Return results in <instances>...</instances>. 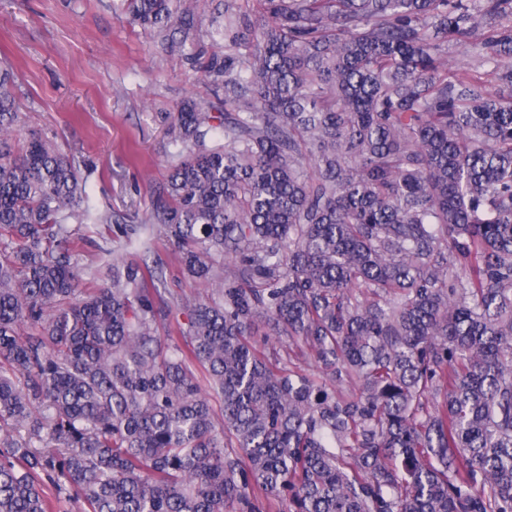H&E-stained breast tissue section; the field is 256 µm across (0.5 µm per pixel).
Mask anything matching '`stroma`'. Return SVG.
Masks as SVG:
<instances>
[{"label": "stroma", "mask_w": 512, "mask_h": 512, "mask_svg": "<svg viewBox=\"0 0 512 512\" xmlns=\"http://www.w3.org/2000/svg\"><path fill=\"white\" fill-rule=\"evenodd\" d=\"M221 0H200L202 21L190 30L186 55L132 20L131 0H0V68L15 73L13 94L21 138L45 136L74 157L94 212L108 224H75L76 260L89 286L108 280L113 253L163 270L164 285L190 294L180 259L164 240L126 237L122 225H144L172 164L171 133L162 113L188 98L217 102L224 89L206 72L229 49L211 37L209 20ZM254 337L264 355L307 374L309 353Z\"/></svg>", "instance_id": "35a3bbf8"}]
</instances>
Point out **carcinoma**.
Here are the masks:
<instances>
[{
    "instance_id": "obj_1",
    "label": "carcinoma",
    "mask_w": 512,
    "mask_h": 512,
    "mask_svg": "<svg viewBox=\"0 0 512 512\" xmlns=\"http://www.w3.org/2000/svg\"><path fill=\"white\" fill-rule=\"evenodd\" d=\"M255 2L210 20L246 49L207 66L224 108L165 116L150 235L206 297L122 256L83 284L77 163L16 147L0 70V512H53L48 483L84 512H512V97L443 64L465 39L512 84L486 28L512 0ZM175 5L191 30L194 0L132 11L182 53ZM258 320L322 375L266 361Z\"/></svg>"
}]
</instances>
